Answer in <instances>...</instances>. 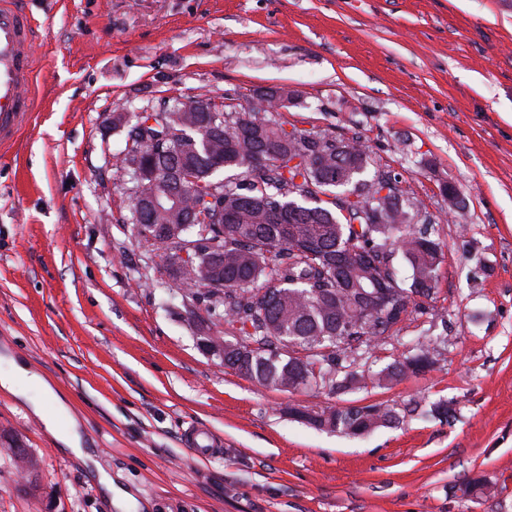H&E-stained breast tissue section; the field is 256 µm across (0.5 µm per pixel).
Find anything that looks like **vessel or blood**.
<instances>
[{
	"label": "vessel or blood",
	"instance_id": "obj_1",
	"mask_svg": "<svg viewBox=\"0 0 512 512\" xmlns=\"http://www.w3.org/2000/svg\"><path fill=\"white\" fill-rule=\"evenodd\" d=\"M34 22L10 0H0V144L11 141L33 108L29 92L37 61Z\"/></svg>",
	"mask_w": 512,
	"mask_h": 512
}]
</instances>
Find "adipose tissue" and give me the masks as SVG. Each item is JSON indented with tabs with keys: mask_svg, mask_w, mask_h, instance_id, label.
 Instances as JSON below:
<instances>
[{
	"mask_svg": "<svg viewBox=\"0 0 512 512\" xmlns=\"http://www.w3.org/2000/svg\"><path fill=\"white\" fill-rule=\"evenodd\" d=\"M0 388L28 400L33 412L41 416L47 432L61 451L74 456L84 465H93L94 459L83 448L77 427L72 425L65 429L58 428L55 415L46 414V405H53L55 414L65 413V405L51 386L38 374L31 372L23 360H8L6 368L0 371Z\"/></svg>",
	"mask_w": 512,
	"mask_h": 512,
	"instance_id": "1",
	"label": "adipose tissue"
}]
</instances>
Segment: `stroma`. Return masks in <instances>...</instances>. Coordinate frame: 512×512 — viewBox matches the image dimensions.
<instances>
[{
	"label": "stroma",
	"instance_id": "stroma-1",
	"mask_svg": "<svg viewBox=\"0 0 512 512\" xmlns=\"http://www.w3.org/2000/svg\"><path fill=\"white\" fill-rule=\"evenodd\" d=\"M37 27L35 109L0 149V354L25 357L136 512H512V0H17ZM291 94L285 128L358 127L444 242L431 313L368 351L416 341L433 369L391 388L275 391L200 347L166 289L164 250L132 231L116 112L178 97L244 111ZM459 187L466 218L448 212ZM153 286H143L144 277ZM448 402L361 436L289 408ZM191 425L221 442L199 457ZM39 462L35 495L8 460ZM491 485L476 498L474 480ZM0 512H111L92 470L0 390Z\"/></svg>",
	"mask_w": 512,
	"mask_h": 512
}]
</instances>
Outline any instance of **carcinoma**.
<instances>
[{"instance_id":"cac0c4a2","label":"carcinoma","mask_w":512,"mask_h":512,"mask_svg":"<svg viewBox=\"0 0 512 512\" xmlns=\"http://www.w3.org/2000/svg\"><path fill=\"white\" fill-rule=\"evenodd\" d=\"M277 101L270 96L238 112L172 97L156 125L140 131L112 113L131 140L117 165L128 177L137 235L145 241L142 227L173 224L175 238L158 236L150 245L218 260L207 283L174 260L168 275L191 315L236 333L243 356L226 368L265 388L338 393L370 378L389 387L430 370L434 361L420 341L378 372L355 362L414 311L428 309L443 255L431 216L403 196L392 169L371 167L359 132L288 130ZM257 153L265 164H253ZM177 184V207L145 211L148 199ZM419 409L415 401L294 412L312 428L361 436Z\"/></svg>"}]
</instances>
